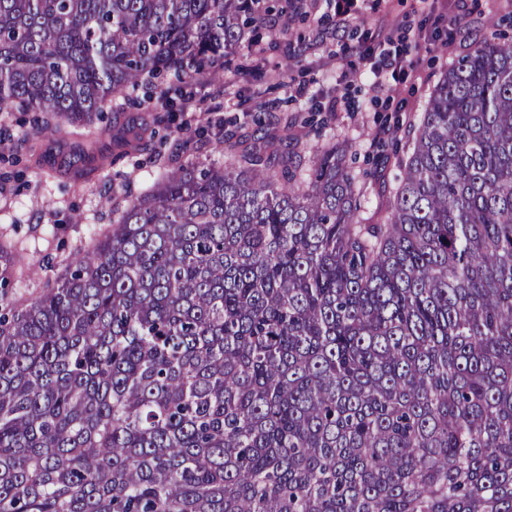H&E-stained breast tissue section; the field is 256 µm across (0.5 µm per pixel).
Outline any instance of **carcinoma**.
I'll return each instance as SVG.
<instances>
[{
	"label": "carcinoma",
	"instance_id": "obj_1",
	"mask_svg": "<svg viewBox=\"0 0 512 512\" xmlns=\"http://www.w3.org/2000/svg\"><path fill=\"white\" fill-rule=\"evenodd\" d=\"M263 0H0V112L218 76ZM262 128L24 304L0 245V512H512V39L432 88L387 220Z\"/></svg>",
	"mask_w": 512,
	"mask_h": 512
}]
</instances>
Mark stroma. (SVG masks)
Listing matches in <instances>:
<instances>
[{
    "mask_svg": "<svg viewBox=\"0 0 512 512\" xmlns=\"http://www.w3.org/2000/svg\"><path fill=\"white\" fill-rule=\"evenodd\" d=\"M456 15L458 35L448 38V17ZM292 29L270 37L258 29L249 47L223 76L169 78L157 91H136V103L89 129L63 128L36 135L38 112L0 114V242L25 253L29 275L15 285L26 299L64 277L68 259L111 228L113 209L146 193L162 165L202 161L219 141L242 130L261 112L272 149L278 122L305 108L345 97L339 111L324 113L325 126L297 127L303 156L329 137L346 141L353 170L363 169L386 130L400 125L397 150L381 176L367 180L365 215L380 223L388 215L391 190L400 174L419 117L441 73L480 38L512 35V0H362L358 16L337 23L324 0H301ZM385 30L407 50L406 76H384L385 89L370 90L369 63L358 42L365 32ZM133 141L132 155L118 146ZM96 158L79 161L81 148ZM110 191L111 206L101 203Z\"/></svg>",
    "mask_w": 512,
    "mask_h": 512,
    "instance_id": "1",
    "label": "stroma"
}]
</instances>
